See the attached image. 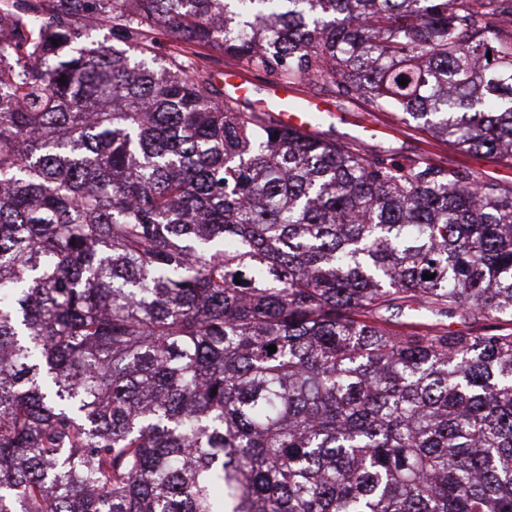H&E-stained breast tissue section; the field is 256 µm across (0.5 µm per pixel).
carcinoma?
<instances>
[{"label": "carcinoma", "instance_id": "obj_1", "mask_svg": "<svg viewBox=\"0 0 512 512\" xmlns=\"http://www.w3.org/2000/svg\"><path fill=\"white\" fill-rule=\"evenodd\" d=\"M157 30L512 159V0H0V512H512V186ZM194 49L200 52V56L199 58L193 56V58L200 66L205 67L212 75L214 74L215 80L220 85H224V74L221 75V73H224L226 69H232L239 72L244 78L252 83L253 89L249 100H241L243 106L241 105L240 108L245 112H249L253 109V101L263 98L264 88L271 83L279 81L273 77L266 76L262 72L247 69L243 63L239 62L232 56L223 55L222 53L213 51L209 48ZM293 85V84H292ZM297 101L320 103L311 128L304 133L347 145L351 150L367 147L397 160L422 157L449 168L465 169L479 181L512 185V161L491 156H475L449 145L416 122H404L396 112H382L363 99L343 100L329 86L293 85ZM321 116L318 123L315 118Z\"/></svg>", "mask_w": 512, "mask_h": 512}]
</instances>
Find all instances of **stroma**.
<instances>
[{"label":"stroma","mask_w":512,"mask_h":512,"mask_svg":"<svg viewBox=\"0 0 512 512\" xmlns=\"http://www.w3.org/2000/svg\"><path fill=\"white\" fill-rule=\"evenodd\" d=\"M200 66L214 75L225 70L240 72L253 85L250 100L244 101L243 111H250L255 100L264 96L271 77L250 70L232 56L203 49L198 58ZM300 103L316 102L321 106L322 122L313 123L309 133L347 145L357 150L363 147L395 159L422 157L449 168H460L481 181L512 185V161L491 156H475L449 145L416 122L402 121L397 113L382 112L364 100L338 98L332 87L296 85Z\"/></svg>","instance_id":"stroma-1"}]
</instances>
